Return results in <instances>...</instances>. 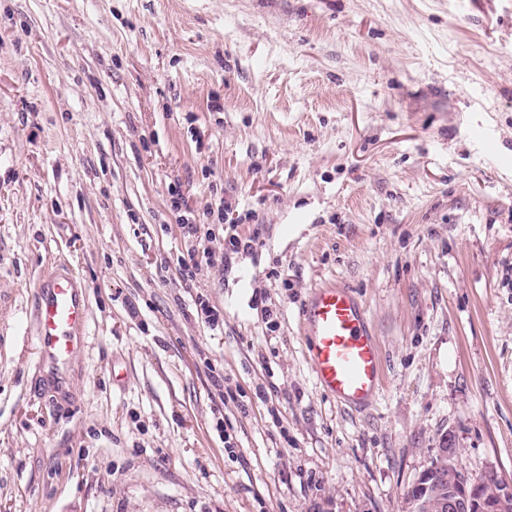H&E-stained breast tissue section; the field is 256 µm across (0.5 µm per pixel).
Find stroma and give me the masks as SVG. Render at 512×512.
I'll list each match as a JSON object with an SVG mask.
<instances>
[{
  "mask_svg": "<svg viewBox=\"0 0 512 512\" xmlns=\"http://www.w3.org/2000/svg\"><path fill=\"white\" fill-rule=\"evenodd\" d=\"M174 182L224 198L206 247L256 249L184 283ZM60 263L64 399L33 325ZM333 281L382 353L364 410L300 334ZM446 432L512 486V0H0V512H411ZM82 286L64 266L40 279L34 312L38 365L44 383L67 390L70 373L82 353L89 309Z\"/></svg>",
  "mask_w": 512,
  "mask_h": 512,
  "instance_id": "1",
  "label": "stroma"
}]
</instances>
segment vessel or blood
I'll list each match as a JSON object with an SVG mask.
<instances>
[{
  "label": "vessel or blood",
  "instance_id": "1",
  "mask_svg": "<svg viewBox=\"0 0 512 512\" xmlns=\"http://www.w3.org/2000/svg\"><path fill=\"white\" fill-rule=\"evenodd\" d=\"M89 309L77 278L64 266L44 276L34 312L38 365L44 383L65 392L82 353ZM299 326L319 390L338 404L361 408L381 393V355L368 312L353 292L338 283L311 289L299 311Z\"/></svg>",
  "mask_w": 512,
  "mask_h": 512
}]
</instances>
